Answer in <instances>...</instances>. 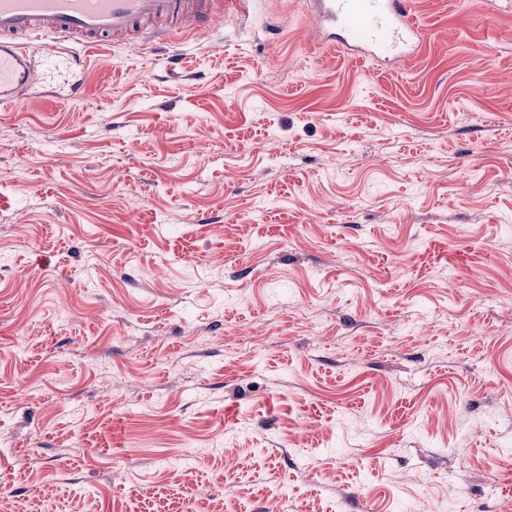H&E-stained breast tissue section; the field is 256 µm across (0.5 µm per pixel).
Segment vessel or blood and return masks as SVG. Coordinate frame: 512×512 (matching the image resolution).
<instances>
[{
  "label": "vessel or blood",
  "mask_w": 512,
  "mask_h": 512,
  "mask_svg": "<svg viewBox=\"0 0 512 512\" xmlns=\"http://www.w3.org/2000/svg\"><path fill=\"white\" fill-rule=\"evenodd\" d=\"M323 41L382 64L420 48L412 0H311ZM223 0H0V106L14 104L38 82L65 77L62 41L83 51L120 42L169 37L166 23L187 20L209 30Z\"/></svg>",
  "instance_id": "b4317fda"
}]
</instances>
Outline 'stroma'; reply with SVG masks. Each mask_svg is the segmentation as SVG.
Segmentation results:
<instances>
[{
  "label": "stroma",
  "instance_id": "obj_1",
  "mask_svg": "<svg viewBox=\"0 0 512 512\" xmlns=\"http://www.w3.org/2000/svg\"><path fill=\"white\" fill-rule=\"evenodd\" d=\"M310 10L0 108V512H512V13ZM322 40L344 53L390 64L420 48L411 0H311Z\"/></svg>",
  "mask_w": 512,
  "mask_h": 512
}]
</instances>
